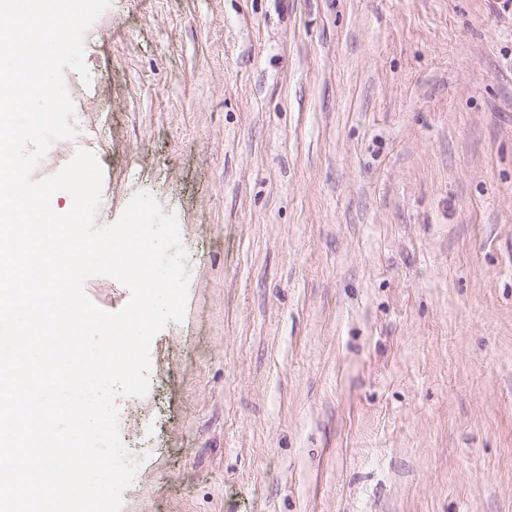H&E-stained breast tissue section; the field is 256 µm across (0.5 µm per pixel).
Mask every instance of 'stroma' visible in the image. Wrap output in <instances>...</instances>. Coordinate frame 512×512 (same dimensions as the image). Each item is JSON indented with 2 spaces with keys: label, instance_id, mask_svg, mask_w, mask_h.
<instances>
[{
  "label": "stroma",
  "instance_id": "35a3bbf8",
  "mask_svg": "<svg viewBox=\"0 0 512 512\" xmlns=\"http://www.w3.org/2000/svg\"><path fill=\"white\" fill-rule=\"evenodd\" d=\"M96 222L175 214L185 317L122 512H512V0H111Z\"/></svg>",
  "mask_w": 512,
  "mask_h": 512
}]
</instances>
